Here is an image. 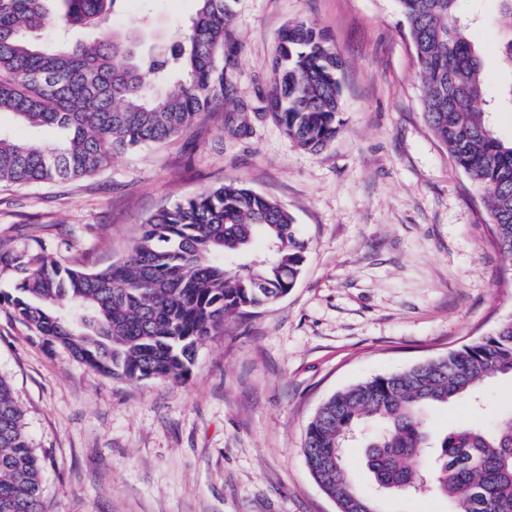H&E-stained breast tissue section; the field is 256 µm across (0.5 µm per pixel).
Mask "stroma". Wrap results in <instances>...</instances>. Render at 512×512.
Instances as JSON below:
<instances>
[{
  "mask_svg": "<svg viewBox=\"0 0 512 512\" xmlns=\"http://www.w3.org/2000/svg\"><path fill=\"white\" fill-rule=\"evenodd\" d=\"M497 0H460L485 64L481 103L503 140L506 69ZM196 0H123L112 24L138 49L171 48ZM299 21L332 39L342 126L322 150H300L265 112L281 34ZM238 48L215 115L184 136L114 156L100 173L0 184V248L102 269L123 261L164 205L239 181L288 208L308 242L292 291L199 348L186 379L103 375L21 323L8 303L17 275L0 269V379L44 458L45 512H336L301 452L331 394L434 359L512 319V262L490 241L481 193L431 131L397 0H235ZM248 121L251 133L232 135ZM481 404L433 409L440 435L512 409V378L488 379ZM353 442V484L383 512H449L447 500L378 495Z\"/></svg>",
  "mask_w": 512,
  "mask_h": 512,
  "instance_id": "stroma-1",
  "label": "stroma"
}]
</instances>
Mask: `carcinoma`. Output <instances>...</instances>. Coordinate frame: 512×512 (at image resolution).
<instances>
[{
  "label": "carcinoma",
  "mask_w": 512,
  "mask_h": 512,
  "mask_svg": "<svg viewBox=\"0 0 512 512\" xmlns=\"http://www.w3.org/2000/svg\"><path fill=\"white\" fill-rule=\"evenodd\" d=\"M121 0H0V114L53 143L0 133V182L76 180L108 168L117 152L188 133L224 102L231 0L197 9L164 56L142 55L131 32L89 40ZM422 81L427 122L448 157L487 200L493 242L512 261V141L480 107L484 62L458 15L459 0H398ZM496 26L512 67V0ZM52 29L64 36L47 37ZM342 62L327 35L301 21L282 35L266 111L300 148L318 151L342 121ZM263 258L256 260L255 247ZM307 243L280 203L230 181L157 210L129 255L99 271L26 251L0 253L20 275L14 313L37 335L107 375L181 380L199 347L231 318L294 288ZM512 376V319L444 357L376 375L330 395L306 430L303 455L337 512H379L348 478L343 448L356 439L375 485L448 500L452 512H512V411L490 427L458 423L433 437L430 410L476 397ZM0 512H44L42 461L23 413L0 379Z\"/></svg>",
  "instance_id": "obj_1"
}]
</instances>
